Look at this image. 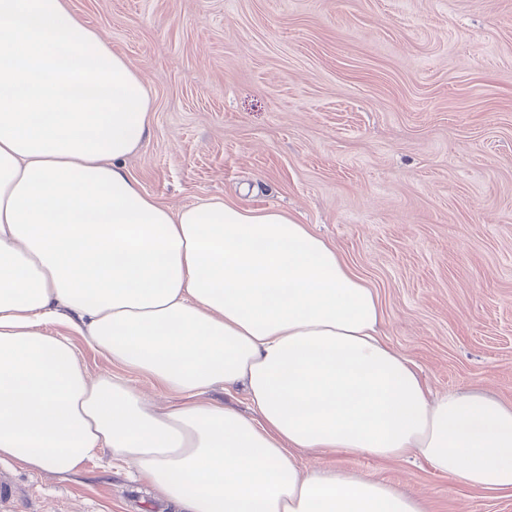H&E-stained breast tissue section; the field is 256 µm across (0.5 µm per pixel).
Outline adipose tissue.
I'll use <instances>...</instances> for the list:
<instances>
[{"label": "adipose tissue", "mask_w": 512, "mask_h": 512, "mask_svg": "<svg viewBox=\"0 0 512 512\" xmlns=\"http://www.w3.org/2000/svg\"><path fill=\"white\" fill-rule=\"evenodd\" d=\"M152 122L143 77L68 0H0V457L69 473L105 450L181 512H425L341 467L359 456L512 490V404L430 395L382 340L373 288L308 225L146 193L124 163ZM51 324L113 372L90 376ZM298 448L339 463L303 469Z\"/></svg>", "instance_id": "adipose-tissue-1"}]
</instances>
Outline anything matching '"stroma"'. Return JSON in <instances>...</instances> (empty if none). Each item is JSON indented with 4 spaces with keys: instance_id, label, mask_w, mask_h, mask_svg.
<instances>
[{
    "instance_id": "35a3bbf8",
    "label": "stroma",
    "mask_w": 512,
    "mask_h": 512,
    "mask_svg": "<svg viewBox=\"0 0 512 512\" xmlns=\"http://www.w3.org/2000/svg\"><path fill=\"white\" fill-rule=\"evenodd\" d=\"M141 72L125 162L177 209L278 208L378 296L433 392L512 402V0H69ZM426 512H512L414 460H344ZM107 454L72 474L0 460V512H178Z\"/></svg>"
}]
</instances>
